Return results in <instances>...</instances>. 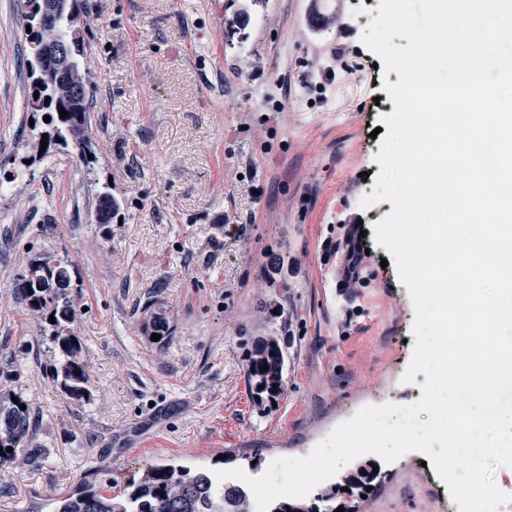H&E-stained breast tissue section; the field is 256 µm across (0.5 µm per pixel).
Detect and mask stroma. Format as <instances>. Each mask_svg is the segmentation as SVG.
Listing matches in <instances>:
<instances>
[{"instance_id":"1","label":"stroma","mask_w":512,"mask_h":512,"mask_svg":"<svg viewBox=\"0 0 512 512\" xmlns=\"http://www.w3.org/2000/svg\"><path fill=\"white\" fill-rule=\"evenodd\" d=\"M379 3L348 0L341 26L309 35L303 0H256L231 38L243 0H80L89 169L37 148L26 0H0V391L32 406L41 454L0 470V512H53L84 483L118 496L151 464L302 458L362 407L421 398L424 374L401 380L415 310L388 251L369 240L365 282L334 294L342 225L392 210L359 205L398 79L361 42ZM106 186L120 207L101 226ZM46 253L72 273L79 408L52 377L50 327L13 290ZM264 338L284 343L285 390L260 407L246 365ZM424 459L381 462L358 512L451 507Z\"/></svg>"}]
</instances>
